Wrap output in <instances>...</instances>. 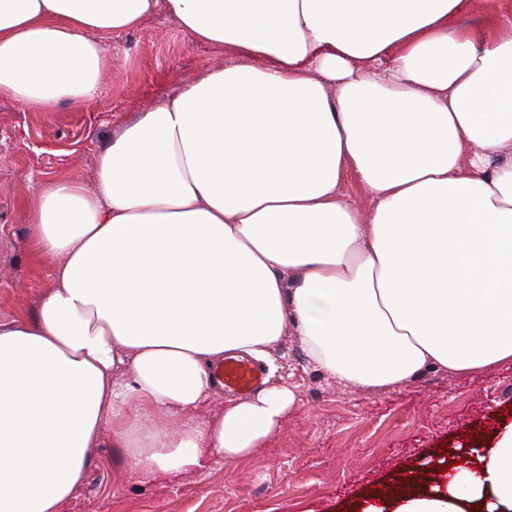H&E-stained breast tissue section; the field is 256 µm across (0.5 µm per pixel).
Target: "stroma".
Wrapping results in <instances>:
<instances>
[{"instance_id": "35a3bbf8", "label": "stroma", "mask_w": 512, "mask_h": 512, "mask_svg": "<svg viewBox=\"0 0 512 512\" xmlns=\"http://www.w3.org/2000/svg\"><path fill=\"white\" fill-rule=\"evenodd\" d=\"M111 109L89 102L30 112L0 101V321L36 309L50 281L27 248L23 199L45 174L91 182L120 116L159 101L177 82L233 55L192 43L157 17L117 40ZM276 375L296 386L280 434L254 458L205 473L129 484L121 449L104 434L99 464L62 512H356L376 486L428 476L441 451L512 423V366L475 375L427 370L402 390L366 392L309 365L297 337L275 351Z\"/></svg>"}]
</instances>
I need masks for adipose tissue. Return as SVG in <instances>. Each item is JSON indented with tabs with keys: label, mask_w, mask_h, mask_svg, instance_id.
Masks as SVG:
<instances>
[{
	"label": "adipose tissue",
	"mask_w": 512,
	"mask_h": 512,
	"mask_svg": "<svg viewBox=\"0 0 512 512\" xmlns=\"http://www.w3.org/2000/svg\"><path fill=\"white\" fill-rule=\"evenodd\" d=\"M466 0H0V100L100 98L164 14L236 53L128 113L92 182L27 194L51 285L0 322V512H60L104 433L128 481L260 455L287 383L210 402L287 333L361 390L512 365V14ZM374 201L360 221L340 187ZM362 512H512V424ZM506 5L501 0H480L471 5L468 12L459 18V23L469 29L477 30L481 27L484 16ZM214 373L221 384L224 385V390L238 392L241 395H247L253 391L261 382L262 374L250 362L238 358H224V363L218 365L214 369ZM220 390L215 398L212 400L211 407L219 409L224 405V400L234 398L243 399L246 396H238L234 394L225 393Z\"/></svg>",
	"instance_id": "obj_1"
}]
</instances>
